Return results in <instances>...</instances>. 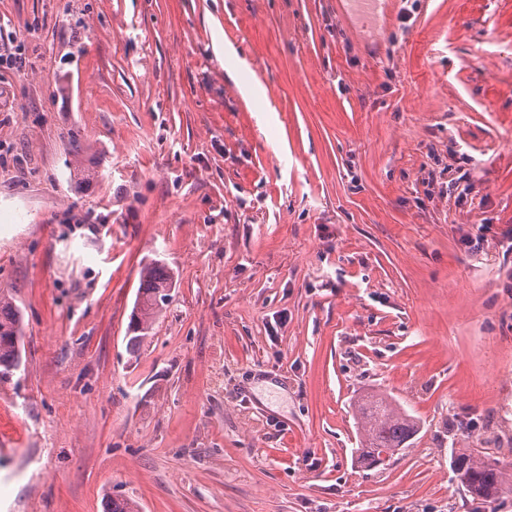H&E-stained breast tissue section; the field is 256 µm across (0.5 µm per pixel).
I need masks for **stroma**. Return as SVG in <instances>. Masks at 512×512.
I'll use <instances>...</instances> for the list:
<instances>
[{
    "label": "stroma",
    "instance_id": "1",
    "mask_svg": "<svg viewBox=\"0 0 512 512\" xmlns=\"http://www.w3.org/2000/svg\"><path fill=\"white\" fill-rule=\"evenodd\" d=\"M395 12L371 60L336 0H0V512H512L450 468L512 462V0ZM368 389L421 421L371 469ZM172 284L173 276L162 262L153 260L141 267L130 325L135 329L132 336H127L130 353H136L151 337L157 319L166 309ZM22 315L9 296H0V383L10 381L21 367ZM19 337L15 343L14 337Z\"/></svg>",
    "mask_w": 512,
    "mask_h": 512
}]
</instances>
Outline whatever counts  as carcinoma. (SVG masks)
I'll use <instances>...</instances> for the list:
<instances>
[{"mask_svg":"<svg viewBox=\"0 0 512 512\" xmlns=\"http://www.w3.org/2000/svg\"><path fill=\"white\" fill-rule=\"evenodd\" d=\"M173 276L158 260L144 264L140 270L137 298L131 315L135 325L128 337L129 352L136 353L151 337L154 325L166 309ZM23 324L13 299L0 296V383L10 381L21 367L20 344ZM359 448L356 463L376 468L383 464L382 454L396 455L408 447L420 430L418 419L409 414L392 396L370 393L356 402ZM451 459L455 481L472 500L496 497L507 482H512V463L490 461L477 449L454 450ZM105 512H138L137 505L121 495L106 501Z\"/></svg>","mask_w":512,"mask_h":512,"instance_id":"obj_1","label":"carcinoma"}]
</instances>
